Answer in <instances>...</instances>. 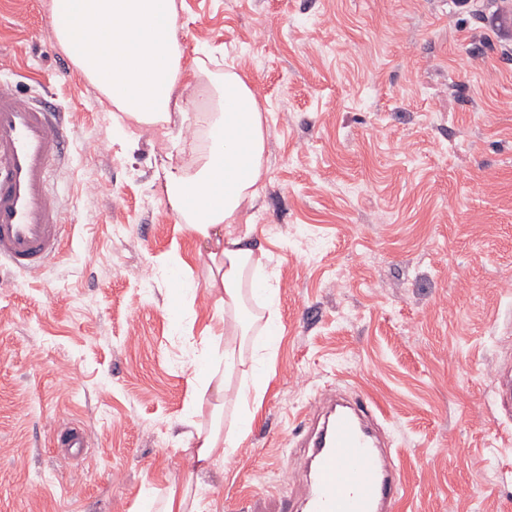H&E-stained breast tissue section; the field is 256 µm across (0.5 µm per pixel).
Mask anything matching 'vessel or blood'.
Here are the masks:
<instances>
[{"label":"vessel or blood","instance_id":"obj_1","mask_svg":"<svg viewBox=\"0 0 512 512\" xmlns=\"http://www.w3.org/2000/svg\"><path fill=\"white\" fill-rule=\"evenodd\" d=\"M67 146L68 129L50 102L0 86V261L16 271H36L63 248L62 207L48 175ZM492 402L497 416L511 422V360L497 367ZM381 414L357 394H318L303 424L306 480L285 512H394L405 485L399 449L377 435Z\"/></svg>","mask_w":512,"mask_h":512}]
</instances>
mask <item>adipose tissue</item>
Here are the masks:
<instances>
[{"label":"adipose tissue","mask_w":512,"mask_h":512,"mask_svg":"<svg viewBox=\"0 0 512 512\" xmlns=\"http://www.w3.org/2000/svg\"><path fill=\"white\" fill-rule=\"evenodd\" d=\"M51 25L60 48L75 67L125 116L139 124L187 122L189 107L180 86L185 77L174 0H51ZM208 106L202 124L206 145L193 171L162 163L167 198L185 229L204 240L211 260L207 290L220 314L236 313L245 293L259 295L268 316L264 340L255 346L256 363L248 382L231 387L248 326L236 319L222 333L207 336L201 359L210 370L198 377L190 408L207 397L234 400L241 408L237 432H196L191 461L205 471L230 461L249 431L248 410L265 376V357L278 343L279 293L249 241L254 225H237L239 211L257 199L265 172V116L250 81L225 72L222 80L200 84Z\"/></svg>","instance_id":"ef3b65f1"}]
</instances>
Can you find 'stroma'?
Here are the masks:
<instances>
[{
	"mask_svg": "<svg viewBox=\"0 0 512 512\" xmlns=\"http://www.w3.org/2000/svg\"><path fill=\"white\" fill-rule=\"evenodd\" d=\"M183 65L247 75L266 168L240 223L278 286L279 342L229 463L186 466L201 338L219 331L208 247L155 179L170 150L59 48L50 0H0V82L63 112L49 186L59 256L0 287V512H279L301 415L326 387L373 399L399 448L398 512H512V424L489 405L512 312V11L502 0H175ZM154 275L143 279L144 267ZM180 267L194 299L171 280ZM78 422L84 452L58 448ZM144 485L148 486V489H146V492L134 505L132 510L135 512H200L197 507V499L193 501L192 505H188L186 495L178 494L174 488L169 490L160 506L161 510H154L156 495L153 494L154 488L152 482L145 478Z\"/></svg>",
	"mask_w": 512,
	"mask_h": 512,
	"instance_id": "obj_1",
	"label": "stroma"
}]
</instances>
